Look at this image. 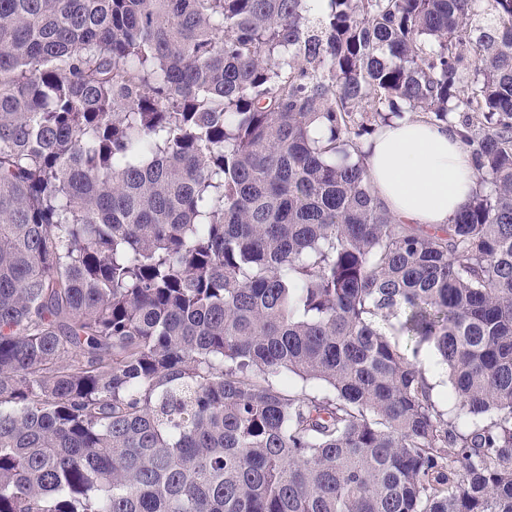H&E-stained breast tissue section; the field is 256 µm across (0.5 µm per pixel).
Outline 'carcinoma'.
I'll use <instances>...</instances> for the list:
<instances>
[{
    "mask_svg": "<svg viewBox=\"0 0 512 512\" xmlns=\"http://www.w3.org/2000/svg\"><path fill=\"white\" fill-rule=\"evenodd\" d=\"M325 2L0 0V512H512V0ZM368 112L490 191L400 223ZM418 360L421 362L420 366L426 368L429 378L435 385L436 398L442 406L446 407L447 405L448 408H450L451 403L448 402V388L450 384L448 382L447 373L445 367L438 363L433 348L424 345V347L421 348Z\"/></svg>",
    "mask_w": 512,
    "mask_h": 512,
    "instance_id": "1",
    "label": "carcinoma"
}]
</instances>
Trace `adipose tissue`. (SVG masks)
I'll return each instance as SVG.
<instances>
[{
  "label": "adipose tissue",
  "instance_id": "ef3b65f1",
  "mask_svg": "<svg viewBox=\"0 0 512 512\" xmlns=\"http://www.w3.org/2000/svg\"><path fill=\"white\" fill-rule=\"evenodd\" d=\"M461 133L422 117L396 119L364 145L368 182L393 217L443 227L476 195L479 183Z\"/></svg>",
  "mask_w": 512,
  "mask_h": 512
}]
</instances>
